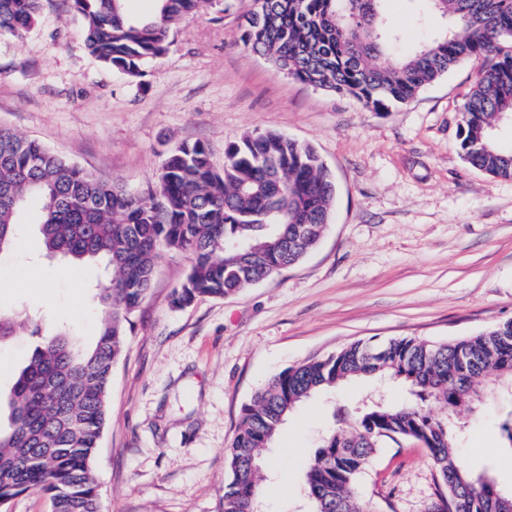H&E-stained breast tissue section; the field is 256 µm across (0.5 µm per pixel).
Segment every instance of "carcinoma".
<instances>
[{"mask_svg":"<svg viewBox=\"0 0 512 512\" xmlns=\"http://www.w3.org/2000/svg\"><path fill=\"white\" fill-rule=\"evenodd\" d=\"M42 0H0V36L20 37ZM84 21V42L102 65L131 77L166 53L184 18L213 0H154L151 15L132 19L126 0H70ZM388 0H250L244 46L293 79L351 95L387 112L466 59L483 67L459 107L464 159L489 175L512 179V147L494 129L512 115V0H422L451 26L413 52L394 57L400 30ZM336 194L317 151L265 131L232 141L216 169L207 146L183 142L168 151L155 186L135 193L103 181L35 140L0 129V258L15 250L18 217L39 202L44 256L74 265L94 262L108 275L93 289L97 337L83 344L65 326L0 310V345L27 330L40 338L9 391L0 393L8 427L0 430V505L27 492L48 495L52 512H99L94 460L109 417L112 372L125 350L130 316L146 299L159 260H190L171 304L224 298L301 261L319 243ZM406 383L403 406L367 403L349 428L334 427L304 474L312 512H370L354 491L385 440L426 444L445 507L512 512V493L464 466L453 448V418L474 411L502 387L512 388V321L452 341L394 338L358 341L288 367L241 408L228 449L231 479L221 512H261L260 463L290 412L353 377ZM440 402L445 418L428 406Z\"/></svg>","mask_w":512,"mask_h":512,"instance_id":"carcinoma-1","label":"carcinoma"}]
</instances>
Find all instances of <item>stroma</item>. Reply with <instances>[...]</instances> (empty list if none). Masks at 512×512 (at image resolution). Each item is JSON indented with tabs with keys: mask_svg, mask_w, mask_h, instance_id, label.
<instances>
[{
	"mask_svg": "<svg viewBox=\"0 0 512 512\" xmlns=\"http://www.w3.org/2000/svg\"><path fill=\"white\" fill-rule=\"evenodd\" d=\"M245 0L203 6L168 52L131 79L85 49L69 0H42L19 38L0 37V128L37 140L102 180L140 193L169 149L202 141L215 165L226 143L274 130L312 145L336 183L332 218L300 263L224 298L177 309L173 288L190 262L166 254L131 317L112 375L110 419L96 456L101 512H218L225 454L242 405L283 369L357 341H447L512 319V180L466 162L458 105L482 67L468 59L407 104L364 109L351 96L298 82L242 43ZM393 0L405 52L447 26ZM0 262V309L41 314L92 343L96 266L77 280L41 262L35 225ZM31 275H19L20 265ZM410 401L404 385L363 378L293 411L266 453L263 512H310L303 472L333 412L367 397ZM512 393L493 409L459 416L455 453L512 492V450L499 431ZM437 474L426 448L386 442L356 492L371 512H435Z\"/></svg>",
	"mask_w": 512,
	"mask_h": 512,
	"instance_id": "1",
	"label": "stroma"
}]
</instances>
